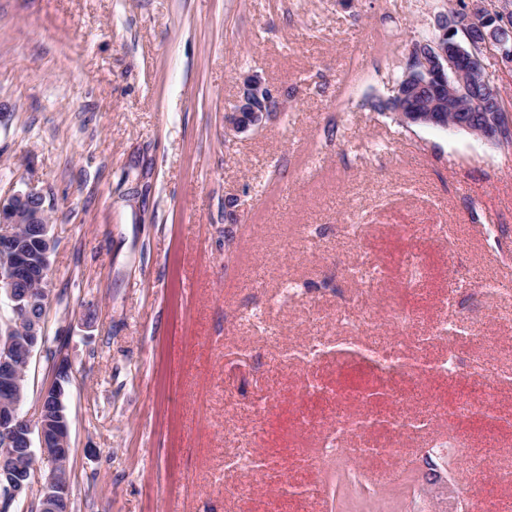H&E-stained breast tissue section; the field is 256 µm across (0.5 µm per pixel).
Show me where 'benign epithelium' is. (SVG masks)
<instances>
[{
  "instance_id": "benign-epithelium-1",
  "label": "benign epithelium",
  "mask_w": 512,
  "mask_h": 512,
  "mask_svg": "<svg viewBox=\"0 0 512 512\" xmlns=\"http://www.w3.org/2000/svg\"><path fill=\"white\" fill-rule=\"evenodd\" d=\"M467 37L464 45L454 38L456 29ZM440 34L416 43L408 60V83L401 97L409 99L426 90L431 96L426 112H402L408 123L465 130L485 140L498 142L509 124L505 121L498 95L485 78L477 55L480 45L491 41L500 58L512 63V26L498 19L481 21L458 13L441 22ZM240 96L233 109L224 114L227 129L244 133L260 127L280 102L264 76L250 71L240 76ZM472 99L477 116L462 114L452 123L446 113L458 109V100ZM51 222L41 193L18 190L0 196V289L11 302L14 321L0 327V509L27 498L32 478L39 472L37 457L51 462L45 475L43 495L35 512H59L70 501V481L65 461L69 458L70 426L63 383L70 364L61 357L54 364L55 380L40 397V412L31 422L21 412L22 380L26 378L35 349L44 344L43 316L33 307H46L53 239ZM39 448H34L33 438Z\"/></svg>"
}]
</instances>
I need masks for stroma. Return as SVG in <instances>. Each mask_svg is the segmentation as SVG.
<instances>
[{
  "instance_id": "1",
  "label": "stroma",
  "mask_w": 512,
  "mask_h": 512,
  "mask_svg": "<svg viewBox=\"0 0 512 512\" xmlns=\"http://www.w3.org/2000/svg\"><path fill=\"white\" fill-rule=\"evenodd\" d=\"M473 8L512 0H0V194L36 189L52 215L22 413L37 419L67 356L72 512H406L417 491L453 512L419 469L444 436L439 468L512 512V291L485 279L512 281V146L371 107L440 17ZM251 70L281 108L233 134ZM359 263L384 280L349 278ZM315 315L331 340L373 318L382 342L456 369L388 385L357 356L285 361ZM444 321L461 335L436 336ZM480 362L499 380L476 384ZM308 374L339 398L302 391ZM487 395L495 418L460 411ZM426 410L420 429L344 442L386 455L322 452L337 413ZM253 430L305 497L225 468Z\"/></svg>"
}]
</instances>
